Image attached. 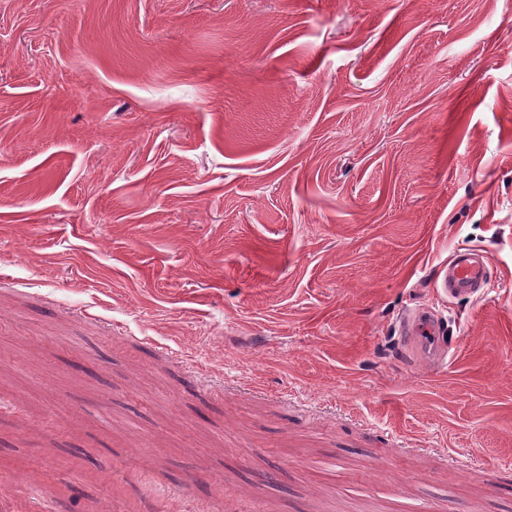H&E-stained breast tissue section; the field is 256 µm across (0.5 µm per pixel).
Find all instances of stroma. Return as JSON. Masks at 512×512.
<instances>
[{
  "label": "stroma",
  "instance_id": "stroma-1",
  "mask_svg": "<svg viewBox=\"0 0 512 512\" xmlns=\"http://www.w3.org/2000/svg\"><path fill=\"white\" fill-rule=\"evenodd\" d=\"M35 487L512 512V0H0V512ZM491 261L480 249L460 247L439 267L437 292L448 301L460 298L479 300L491 284ZM447 323L429 308L407 312L400 322L399 341L416 339L425 351L423 361L429 365H442L452 356L450 343L447 348Z\"/></svg>",
  "mask_w": 512,
  "mask_h": 512
}]
</instances>
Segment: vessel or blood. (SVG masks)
<instances>
[{"label": "vessel or blood", "instance_id": "b4317fda", "mask_svg": "<svg viewBox=\"0 0 512 512\" xmlns=\"http://www.w3.org/2000/svg\"><path fill=\"white\" fill-rule=\"evenodd\" d=\"M491 261L480 249L460 247L439 267L436 288L448 300L481 299L491 284ZM447 323L431 309L418 308L407 312L401 322V338L417 340L425 351L424 361L442 365L451 350L447 346Z\"/></svg>", "mask_w": 512, "mask_h": 512}]
</instances>
